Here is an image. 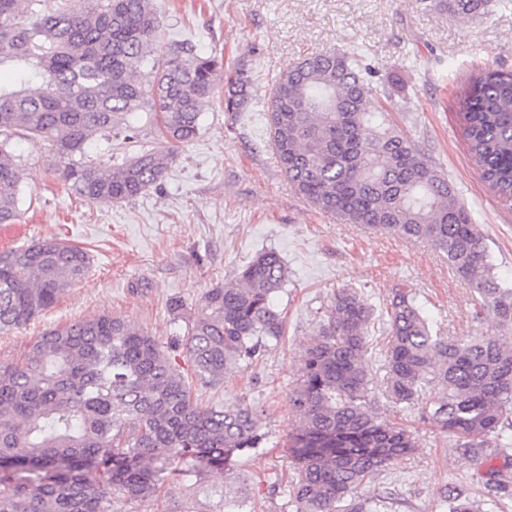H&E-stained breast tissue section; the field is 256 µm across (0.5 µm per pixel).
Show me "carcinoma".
Masks as SVG:
<instances>
[{"instance_id":"cac0c4a2","label":"carcinoma","mask_w":512,"mask_h":512,"mask_svg":"<svg viewBox=\"0 0 512 512\" xmlns=\"http://www.w3.org/2000/svg\"><path fill=\"white\" fill-rule=\"evenodd\" d=\"M486 0H438L454 16ZM154 0H85L69 11L50 0H0V131L39 139L63 163L61 178L98 204L132 200L161 185L174 153L139 151L100 165L86 148L116 129L135 137L129 118L148 110L160 135L179 146L199 132L201 107L225 84L227 112L248 102L252 75L224 74L223 62L185 43H160ZM374 71L353 52L311 55L288 68L267 106L279 163L294 189L318 210L409 241L431 243L477 293L495 332L454 338L435 330L415 297L393 289L384 375L368 360L373 309L353 288L339 290L314 342L303 352L291 392L298 416L288 434L289 495L297 512H366L361 489L411 435L378 416L382 396L416 405L458 439L460 458L485 468L486 484L512 486V472L485 467L509 449L491 447L512 414V287L501 285L484 238L454 185L411 138L370 112ZM455 107L482 180L512 204V72L478 69L458 85ZM20 173L0 141V224L17 217ZM89 253L55 239L0 253V331L26 326L82 280ZM280 255L264 251L233 282L205 291L190 321L187 361L209 381L256 358L283 336L275 295L285 285ZM257 412L243 405L203 407L170 353L112 315L45 331L18 361L0 363V512H116L159 495L172 475L198 463L232 470L234 456L260 447ZM449 512H481L445 488Z\"/></svg>"}]
</instances>
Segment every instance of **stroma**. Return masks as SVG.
Segmentation results:
<instances>
[{
  "mask_svg": "<svg viewBox=\"0 0 512 512\" xmlns=\"http://www.w3.org/2000/svg\"><path fill=\"white\" fill-rule=\"evenodd\" d=\"M163 42H184L222 60L225 72L245 68L252 96L239 112L222 96L205 102L201 129L172 148L153 115L139 113L128 145L96 135L87 152L105 165L134 149L176 151L163 185L112 205L78 198L53 168L46 146L7 134L18 165L20 219L0 225V252L46 239L88 251L85 279L24 328L0 333V362L19 358L44 330L106 313L153 336L175 355L198 404H243L259 414L265 447L244 452L233 475L205 467L202 489L190 496L174 477L155 500L124 512H295L288 495L292 460L290 401L300 356L314 340L336 293L355 288L376 313L369 352L382 364L388 333L384 310L393 289H410L424 315L447 336L493 331L479 295L426 243L351 224L310 205L289 183L269 144L267 103L280 75L309 55L357 51L380 80L400 72L406 88L388 104L391 124L417 141L453 183L484 236L498 280L512 285V208L483 182L463 144L454 109L456 84L470 72L512 71V0H488L483 15L457 18L436 0H156ZM279 252L288 283L275 303L284 334L249 365L208 382L198 377L184 345L203 294L232 282L261 251ZM380 416L411 430L414 452L378 472L363 499L387 498L393 512H441L439 491L465 486L491 497L480 474L458 457L455 437L424 420L421 406L399 409L386 400Z\"/></svg>",
  "mask_w": 512,
  "mask_h": 512,
  "instance_id": "1",
  "label": "stroma"
}]
</instances>
